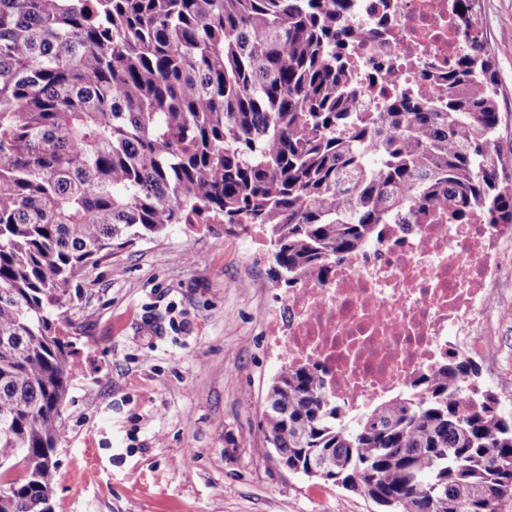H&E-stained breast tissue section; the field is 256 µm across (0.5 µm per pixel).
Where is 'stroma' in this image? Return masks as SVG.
I'll return each mask as SVG.
<instances>
[{"label": "stroma", "instance_id": "35a3bbf8", "mask_svg": "<svg viewBox=\"0 0 512 512\" xmlns=\"http://www.w3.org/2000/svg\"><path fill=\"white\" fill-rule=\"evenodd\" d=\"M512 165V0H474ZM248 236L172 226L89 266L60 309L80 373L63 410L53 512H378L284 467L261 430L281 364L263 315L270 264Z\"/></svg>", "mask_w": 512, "mask_h": 512}]
</instances>
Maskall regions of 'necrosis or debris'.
Here are the masks:
<instances>
[{
  "label": "necrosis or debris",
  "instance_id": "obj_1",
  "mask_svg": "<svg viewBox=\"0 0 512 512\" xmlns=\"http://www.w3.org/2000/svg\"><path fill=\"white\" fill-rule=\"evenodd\" d=\"M460 0H354L352 25L363 33L353 57L368 75L361 109H380L396 92L431 95L427 73L447 69L468 39ZM512 225L472 213L457 223L448 209L384 225L379 239L348 255L332 274L295 288L271 287L265 315L279 361L319 368L325 387L351 410L367 409L425 377L442 361L476 354L502 300L499 268Z\"/></svg>",
  "mask_w": 512,
  "mask_h": 512
}]
</instances>
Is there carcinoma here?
Listing matches in <instances>:
<instances>
[{"label": "carcinoma", "mask_w": 512, "mask_h": 512, "mask_svg": "<svg viewBox=\"0 0 512 512\" xmlns=\"http://www.w3.org/2000/svg\"><path fill=\"white\" fill-rule=\"evenodd\" d=\"M440 98L359 111L353 0H0V512H53L77 366L60 308L97 259L170 226L265 228L277 286L318 281L384 224L451 207L512 225L498 88L478 21ZM468 358L349 416L285 365L261 427L288 469L382 512H499L512 418Z\"/></svg>", "instance_id": "cac0c4a2"}]
</instances>
